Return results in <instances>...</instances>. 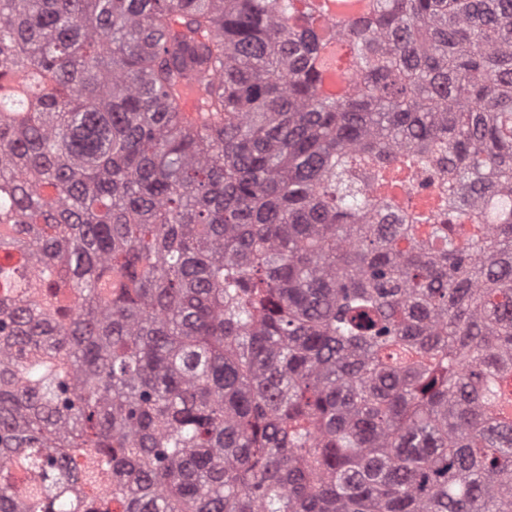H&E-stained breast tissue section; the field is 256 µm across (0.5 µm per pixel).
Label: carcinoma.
Masks as SVG:
<instances>
[{"instance_id": "obj_1", "label": "carcinoma", "mask_w": 512, "mask_h": 512, "mask_svg": "<svg viewBox=\"0 0 512 512\" xmlns=\"http://www.w3.org/2000/svg\"><path fill=\"white\" fill-rule=\"evenodd\" d=\"M1 100L0 512H512V0H0Z\"/></svg>"}]
</instances>
